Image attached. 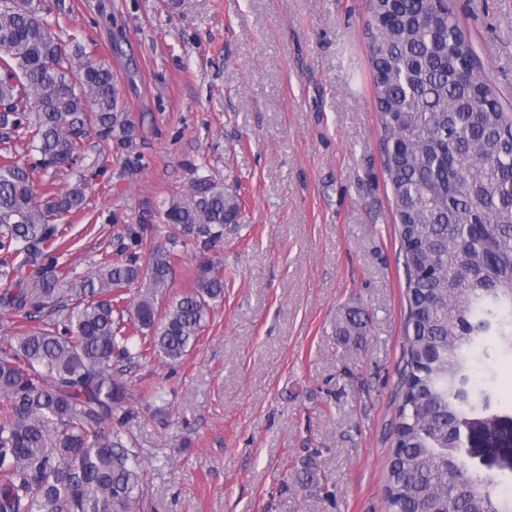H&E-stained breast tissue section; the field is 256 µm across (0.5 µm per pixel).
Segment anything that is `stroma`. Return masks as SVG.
I'll return each instance as SVG.
<instances>
[{
    "label": "stroma",
    "mask_w": 512,
    "mask_h": 512,
    "mask_svg": "<svg viewBox=\"0 0 512 512\" xmlns=\"http://www.w3.org/2000/svg\"><path fill=\"white\" fill-rule=\"evenodd\" d=\"M500 102L512 109V0H449ZM65 48L111 68L134 128L73 161L11 152L37 186L84 182L59 261L74 276L125 225L161 223L212 181L240 197L224 241L178 245L165 310L201 263L224 275L178 366L127 372L125 429L146 469L145 512H385L405 366L406 268L365 37L368 0H40ZM365 314L364 334L336 327ZM473 386L512 406V357L475 349Z\"/></svg>",
    "instance_id": "1"
}]
</instances>
